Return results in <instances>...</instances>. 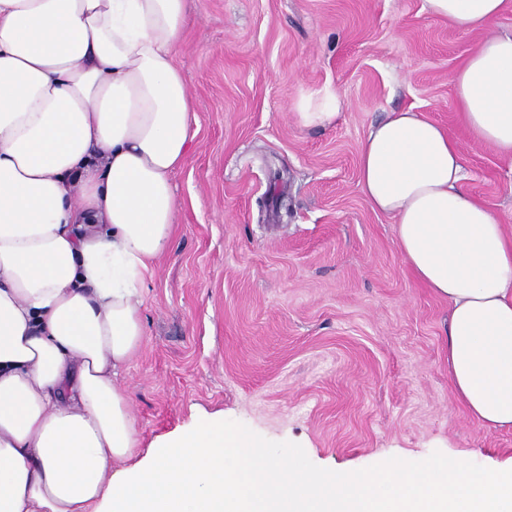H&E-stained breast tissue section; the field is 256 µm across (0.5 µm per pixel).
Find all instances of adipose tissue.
Wrapping results in <instances>:
<instances>
[{"instance_id":"1","label":"adipose tissue","mask_w":512,"mask_h":512,"mask_svg":"<svg viewBox=\"0 0 512 512\" xmlns=\"http://www.w3.org/2000/svg\"><path fill=\"white\" fill-rule=\"evenodd\" d=\"M482 39L454 74L473 138L512 159L505 0H426ZM185 0H0V512H512V471L429 462L393 485L284 467L216 422L140 444L121 371L140 351L146 277L177 224L170 176L197 120L176 65ZM330 88L294 104L336 120ZM359 180L395 222L415 277L447 299L448 376L491 430H512V237L464 188L452 133L410 109L372 126Z\"/></svg>"}]
</instances>
